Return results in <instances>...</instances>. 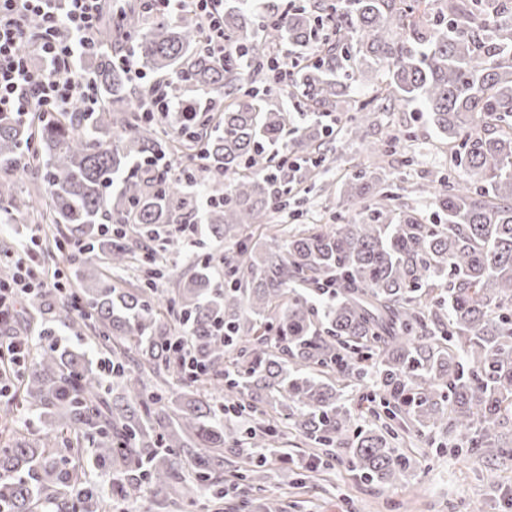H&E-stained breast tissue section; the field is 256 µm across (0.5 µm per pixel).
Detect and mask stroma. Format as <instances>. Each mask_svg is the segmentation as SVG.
<instances>
[{"label": "stroma", "mask_w": 512, "mask_h": 512, "mask_svg": "<svg viewBox=\"0 0 512 512\" xmlns=\"http://www.w3.org/2000/svg\"><path fill=\"white\" fill-rule=\"evenodd\" d=\"M412 131V147L377 158L366 145L390 133ZM333 151L308 195L302 216L290 211L278 214L280 224H329L342 213L341 190L357 171L367 169L393 185L396 203L402 207L429 210L428 190L440 176L450 174L452 152L436 130L421 103L400 105L386 113L379 125L368 128L364 141L347 139L343 127H336ZM196 245H184L180 254L162 262L159 289L171 288L172 276L188 278L200 257L220 258L229 245L197 234ZM426 432L414 433L400 444L398 453L410 461L409 469L389 487L365 483L346 462H334L330 469L310 472L304 484L293 481V473L304 465L309 450L298 433L282 436L275 449L267 450L270 493L294 503V512H512V425L501 429L500 442L507 455L476 459L448 448L438 452Z\"/></svg>", "instance_id": "1"}]
</instances>
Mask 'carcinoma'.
Returning <instances> with one entry per match:
<instances>
[{
    "instance_id": "cac0c4a2",
    "label": "carcinoma",
    "mask_w": 512,
    "mask_h": 512,
    "mask_svg": "<svg viewBox=\"0 0 512 512\" xmlns=\"http://www.w3.org/2000/svg\"><path fill=\"white\" fill-rule=\"evenodd\" d=\"M434 2L435 22L421 23L429 0H314L309 10L287 2L267 15L238 0L224 11L236 51L222 61L205 53L194 19L133 15L119 50L172 76L175 94H209L192 119L144 112L147 90L129 87L112 64L118 28L107 23L89 58L97 111L76 101L25 123L0 113V213L33 207L17 192L30 180L52 198V250L69 238L89 247L71 255L82 309L72 295L31 302L49 317L17 393L52 429L0 447V512H112L143 501L150 512H190L224 497L227 479L265 488L266 456L241 457L226 475L224 449L270 448L288 426L316 449L314 460L328 466L342 452L380 487L410 467L396 448L411 427L433 433L439 448L503 451L499 428L512 422V10L506 0ZM285 42L299 66L284 81L269 53ZM369 62L388 79L375 102L346 108L348 134L386 101H418L458 144L451 162L463 180L438 181L434 222L396 207L380 177L359 171L344 189L350 217L271 223L293 187L315 176L331 136L327 126L298 127L293 150L313 165L272 161L269 148L288 147L293 122L278 96L298 90L304 106L336 112ZM410 138L389 136L371 151ZM32 141L37 151L26 156ZM163 153L189 161L178 177L159 175ZM200 178L220 198L206 209V231L232 243L224 283L206 259L164 293L147 251L139 285L115 287L104 269L123 271L135 254L127 236L99 227L173 224L192 208L189 183ZM168 316L184 326L199 373L178 371ZM57 327L85 334L120 372L105 381L86 352L60 348ZM369 375L376 392L360 427L344 396ZM228 410L251 425L224 432L218 413ZM94 471L111 485L91 480Z\"/></svg>"
}]
</instances>
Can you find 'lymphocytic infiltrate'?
Wrapping results in <instances>:
<instances>
[{"label": "lymphocytic infiltrate", "instance_id": "1", "mask_svg": "<svg viewBox=\"0 0 512 512\" xmlns=\"http://www.w3.org/2000/svg\"><path fill=\"white\" fill-rule=\"evenodd\" d=\"M109 0H0V112L26 121L38 113L67 111L82 101L86 111L99 105L95 75L83 62L96 54V34ZM149 12L166 18L194 15L203 46L223 55L224 0H150ZM28 43L30 55L19 54ZM60 280L40 267L14 262L10 279H0V318L17 298L48 288Z\"/></svg>", "mask_w": 512, "mask_h": 512}]
</instances>
